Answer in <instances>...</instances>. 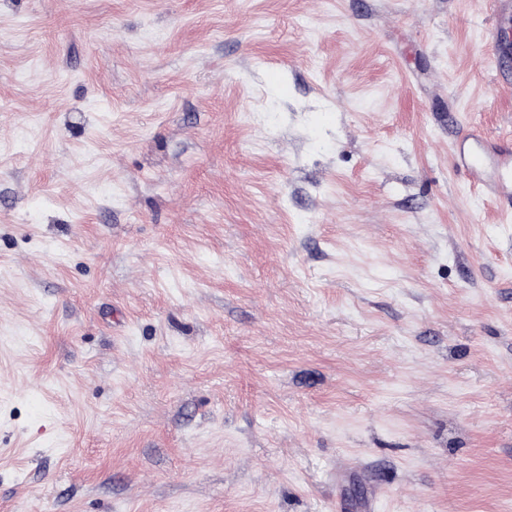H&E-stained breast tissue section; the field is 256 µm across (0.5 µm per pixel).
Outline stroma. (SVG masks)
I'll return each instance as SVG.
<instances>
[{
	"label": "stroma",
	"instance_id": "stroma-1",
	"mask_svg": "<svg viewBox=\"0 0 512 512\" xmlns=\"http://www.w3.org/2000/svg\"><path fill=\"white\" fill-rule=\"evenodd\" d=\"M494 23L0 0V512H512ZM452 155L475 189L499 202H512V149L489 151L480 134L458 140Z\"/></svg>",
	"mask_w": 512,
	"mask_h": 512
}]
</instances>
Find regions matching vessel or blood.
Listing matches in <instances>:
<instances>
[{
  "mask_svg": "<svg viewBox=\"0 0 512 512\" xmlns=\"http://www.w3.org/2000/svg\"><path fill=\"white\" fill-rule=\"evenodd\" d=\"M452 155L475 189L497 201L512 202V148L489 151L480 135L458 140Z\"/></svg>",
  "mask_w": 512,
  "mask_h": 512,
  "instance_id": "b4317fda",
  "label": "vessel or blood"
}]
</instances>
